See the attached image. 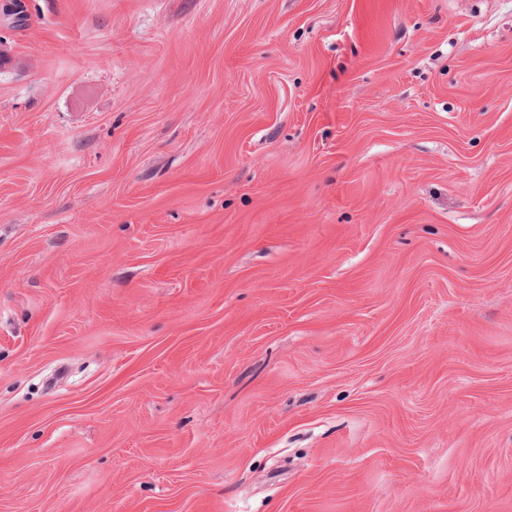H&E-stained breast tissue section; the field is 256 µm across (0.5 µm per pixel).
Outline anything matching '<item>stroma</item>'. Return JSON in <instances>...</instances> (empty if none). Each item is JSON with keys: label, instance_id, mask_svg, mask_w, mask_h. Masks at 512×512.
<instances>
[{"label": "stroma", "instance_id": "stroma-1", "mask_svg": "<svg viewBox=\"0 0 512 512\" xmlns=\"http://www.w3.org/2000/svg\"><path fill=\"white\" fill-rule=\"evenodd\" d=\"M25 5L0 512H512V0Z\"/></svg>", "mask_w": 512, "mask_h": 512}]
</instances>
